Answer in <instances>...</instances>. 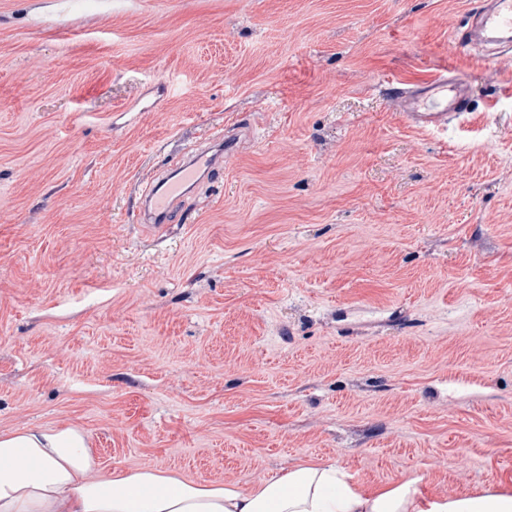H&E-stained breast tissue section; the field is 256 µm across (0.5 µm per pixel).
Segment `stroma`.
I'll use <instances>...</instances> for the list:
<instances>
[{
    "instance_id": "obj_1",
    "label": "stroma",
    "mask_w": 512,
    "mask_h": 512,
    "mask_svg": "<svg viewBox=\"0 0 512 512\" xmlns=\"http://www.w3.org/2000/svg\"><path fill=\"white\" fill-rule=\"evenodd\" d=\"M489 0H0V430L103 473L512 487V57ZM458 73L470 113L394 88ZM224 134L157 232L144 186ZM468 94L464 80L447 76L416 90L396 92L405 121L424 130H444L451 121L465 117L470 112Z\"/></svg>"
}]
</instances>
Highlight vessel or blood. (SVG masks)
I'll list each match as a JSON object with an SVG mask.
<instances>
[{
    "label": "vessel or blood",
    "mask_w": 512,
    "mask_h": 512,
    "mask_svg": "<svg viewBox=\"0 0 512 512\" xmlns=\"http://www.w3.org/2000/svg\"><path fill=\"white\" fill-rule=\"evenodd\" d=\"M474 19L486 33L512 42V0H492L491 8L475 14ZM398 98L405 121L424 130L445 129L469 112L468 88L458 77H440L419 89L399 93ZM223 156V148H205L179 166L178 179L146 190L143 202L147 220L165 222L173 203L192 190L196 177L221 166Z\"/></svg>",
    "instance_id": "obj_1"
}]
</instances>
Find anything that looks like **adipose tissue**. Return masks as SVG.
<instances>
[{
	"mask_svg": "<svg viewBox=\"0 0 512 512\" xmlns=\"http://www.w3.org/2000/svg\"><path fill=\"white\" fill-rule=\"evenodd\" d=\"M0 512H512V489L448 496L410 475L379 488L333 465L301 464L245 491L153 467L104 475L73 424L0 431Z\"/></svg>",
	"mask_w": 512,
	"mask_h": 512,
	"instance_id": "ef3b65f1",
	"label": "adipose tissue"
}]
</instances>
